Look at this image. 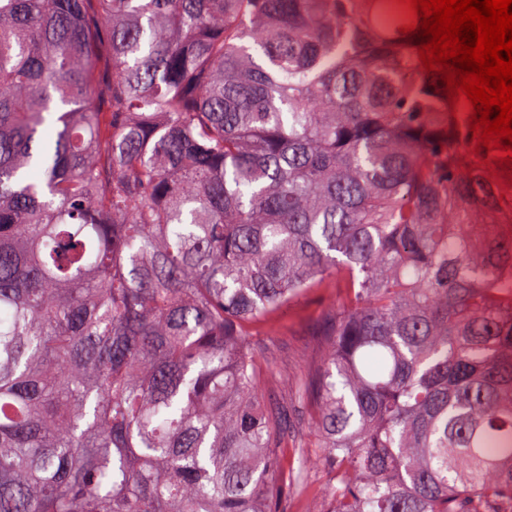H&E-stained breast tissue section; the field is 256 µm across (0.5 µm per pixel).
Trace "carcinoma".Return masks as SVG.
Returning a JSON list of instances; mask_svg holds the SVG:
<instances>
[{"label": "carcinoma", "instance_id": "obj_1", "mask_svg": "<svg viewBox=\"0 0 512 512\" xmlns=\"http://www.w3.org/2000/svg\"><path fill=\"white\" fill-rule=\"evenodd\" d=\"M385 2L0 0V512H288L327 276L304 512H512V161ZM341 303L336 279L316 281L302 298L283 305L263 321L247 327L246 341L260 369L270 371L259 383V393L273 409L288 407V427L280 451L288 464L297 465L302 448L313 462L321 453L318 433L310 416L302 411L296 392L323 361V336H318L327 313Z\"/></svg>", "mask_w": 512, "mask_h": 512}]
</instances>
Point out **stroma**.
Segmentation results:
<instances>
[{
  "label": "stroma",
  "mask_w": 512,
  "mask_h": 512,
  "mask_svg": "<svg viewBox=\"0 0 512 512\" xmlns=\"http://www.w3.org/2000/svg\"><path fill=\"white\" fill-rule=\"evenodd\" d=\"M340 302L335 278L327 277L316 281L302 298L247 328L246 341L265 373L259 383L263 400L272 408L288 409V427L281 445L291 462L301 450L313 459L321 453L317 430L302 411L296 392L301 382L322 365L323 339L318 331L326 314Z\"/></svg>",
  "instance_id": "35a3bbf8"
}]
</instances>
